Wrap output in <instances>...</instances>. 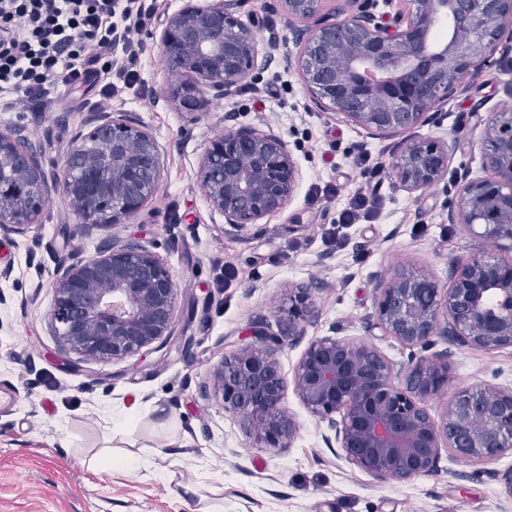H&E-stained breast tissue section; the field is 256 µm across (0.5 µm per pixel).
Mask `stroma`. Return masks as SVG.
<instances>
[{"mask_svg": "<svg viewBox=\"0 0 512 512\" xmlns=\"http://www.w3.org/2000/svg\"><path fill=\"white\" fill-rule=\"evenodd\" d=\"M184 0H157V20L140 38L139 79L104 97L100 83L48 87L43 104L0 109V125L23 127L41 144L47 168L62 164L69 144L92 112L136 116L168 151L153 197L134 218L105 230L73 235L76 216L61 190L25 234L0 233V389L15 393L0 408V512H512L498 478L512 455L488 465L442 456L436 473L406 484L381 482L349 465L322 439L324 424L295 394L284 406L300 424L290 448H254L232 415L200 397L199 387L225 353L245 343L251 320L284 319L288 284L323 279L316 336L369 340L395 362L408 351L369 335L374 310L372 273L411 264L440 281L457 257L490 243L449 223L450 190L408 193L390 165L401 137L374 138L343 117L313 108L286 62L240 82L228 96H210L205 111L185 112L169 91V71L156 41L168 15ZM241 17L260 41L296 55L292 29L277 0H245ZM512 80V52L495 53L475 79L457 81L453 100L419 137H456L449 177L482 176V121L495 111ZM271 128L289 145L300 180L279 214L233 233L207 201L196 177L209 139L228 119ZM375 202L369 217L336 219L358 193ZM135 240L165 259L177 291L175 332L146 357L118 362L84 359L61 345L48 325L49 286L57 265L93 255L104 238ZM234 276L220 287L221 271ZM449 391L494 383L512 386V351L456 347ZM131 415L121 430L112 417ZM147 453L132 470L110 464L115 453Z\"/></svg>", "mask_w": 512, "mask_h": 512, "instance_id": "35a3bbf8", "label": "stroma"}]
</instances>
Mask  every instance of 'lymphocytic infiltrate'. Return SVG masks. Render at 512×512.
Listing matches in <instances>:
<instances>
[{"mask_svg":"<svg viewBox=\"0 0 512 512\" xmlns=\"http://www.w3.org/2000/svg\"><path fill=\"white\" fill-rule=\"evenodd\" d=\"M153 16L152 0H0V94L36 101L50 83L100 74L134 85L138 35ZM116 47L126 55L118 68Z\"/></svg>","mask_w":512,"mask_h":512,"instance_id":"1","label":"lymphocytic infiltrate"}]
</instances>
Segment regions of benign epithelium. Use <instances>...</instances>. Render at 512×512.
<instances>
[{
  "label": "benign epithelium",
  "instance_id": "benign-epithelium-1",
  "mask_svg": "<svg viewBox=\"0 0 512 512\" xmlns=\"http://www.w3.org/2000/svg\"><path fill=\"white\" fill-rule=\"evenodd\" d=\"M342 19H325L328 2ZM243 0H185L168 16L158 43L167 68L188 77L173 98L201 112L206 96L226 95L268 67L263 49L239 17ZM293 26L294 60L310 101L373 136L405 135L392 161L395 182L423 192L447 178L456 138L409 136L452 99L448 75L469 76L477 60L512 46V0H398L395 14L377 0H278ZM448 28L444 37L438 30ZM483 175L465 179L448 223L493 244L458 258L448 282L404 266L375 277L368 327L401 345L429 352L404 363L351 337L312 336L321 310L319 281L291 284L279 331L249 323L251 342L224 355L200 386L232 413L256 448H288L299 422L284 407L287 391L326 424L355 468L398 483L437 471L442 452L471 464L512 455V387L483 383L458 389L443 407L431 402L452 377L450 347L487 353L512 349V113L492 112L483 127ZM165 146L127 112H92L63 164L48 173L43 151L21 127L0 128V233H24L62 189L78 216L74 234L89 235L136 215L162 177ZM212 208L235 232L280 213L299 169L274 131L229 125L209 140L198 170ZM49 323L70 351L122 361L158 351L172 336L177 294L171 268L133 240L102 241L89 257L55 268ZM447 347L436 351V341ZM302 347L290 373L279 354Z\"/></svg>",
  "mask_w": 512,
  "mask_h": 512
}]
</instances>
